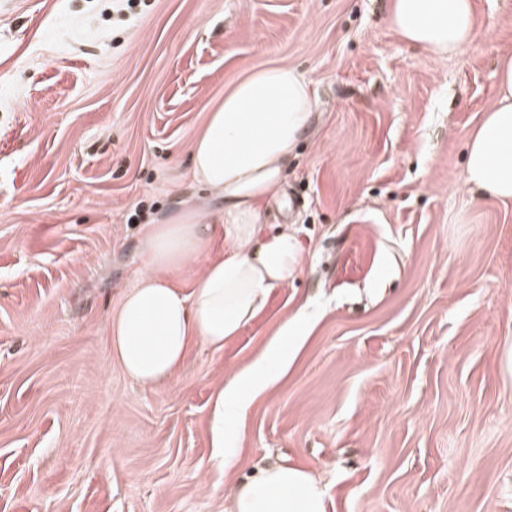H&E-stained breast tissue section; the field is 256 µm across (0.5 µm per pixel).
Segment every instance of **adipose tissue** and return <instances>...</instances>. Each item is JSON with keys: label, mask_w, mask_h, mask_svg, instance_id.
I'll use <instances>...</instances> for the list:
<instances>
[{"label": "adipose tissue", "mask_w": 512, "mask_h": 512, "mask_svg": "<svg viewBox=\"0 0 512 512\" xmlns=\"http://www.w3.org/2000/svg\"><path fill=\"white\" fill-rule=\"evenodd\" d=\"M475 0H392L390 24L407 43L438 60L469 45ZM494 104L466 145L464 180L478 195L512 200V53L498 57ZM315 100L297 68L271 66L239 81L214 107L190 150L191 177L220 210L184 209L144 237L145 270L123 294L109 324L111 349L125 372L151 387L171 379L189 346L219 350L263 307L273 289L288 286L305 257L290 225L264 232L263 203L274 196L288 158L308 127ZM223 237V256L204 267L191 293L169 275ZM286 322L248 366L218 389L213 427L223 436L249 398L289 365ZM232 512H326L324 490L306 470L286 464L261 469L230 493Z\"/></svg>", "instance_id": "adipose-tissue-1"}]
</instances>
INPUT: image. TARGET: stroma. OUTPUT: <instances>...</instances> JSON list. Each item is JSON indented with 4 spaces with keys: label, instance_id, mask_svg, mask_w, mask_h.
<instances>
[{
    "label": "stroma",
    "instance_id": "obj_1",
    "mask_svg": "<svg viewBox=\"0 0 512 512\" xmlns=\"http://www.w3.org/2000/svg\"><path fill=\"white\" fill-rule=\"evenodd\" d=\"M391 2L0 0V512H231L274 463L327 512H512V201L464 181L512 0H475L445 60ZM269 66L316 99L261 215L305 265L223 349L141 387L108 327L144 229L210 209L189 148ZM301 312L287 370L216 443L218 387Z\"/></svg>",
    "mask_w": 512,
    "mask_h": 512
}]
</instances>
